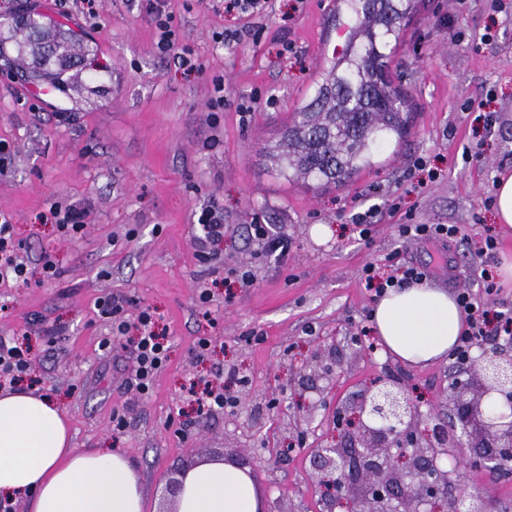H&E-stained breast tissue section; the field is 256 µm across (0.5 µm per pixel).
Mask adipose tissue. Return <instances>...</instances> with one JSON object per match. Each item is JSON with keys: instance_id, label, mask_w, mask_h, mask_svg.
Returning <instances> with one entry per match:
<instances>
[{"instance_id": "ef3b65f1", "label": "adipose tissue", "mask_w": 512, "mask_h": 512, "mask_svg": "<svg viewBox=\"0 0 512 512\" xmlns=\"http://www.w3.org/2000/svg\"><path fill=\"white\" fill-rule=\"evenodd\" d=\"M371 321L385 351L425 365L448 355L465 314L447 290L423 281L388 290ZM0 497L28 498L29 512H143L140 480L126 457L74 448L59 402L22 388L0 389ZM259 507L251 478L222 462L190 470L177 497V512Z\"/></svg>"}]
</instances>
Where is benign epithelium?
Masks as SVG:
<instances>
[{"label":"benign epithelium","mask_w":512,"mask_h":512,"mask_svg":"<svg viewBox=\"0 0 512 512\" xmlns=\"http://www.w3.org/2000/svg\"><path fill=\"white\" fill-rule=\"evenodd\" d=\"M475 358L456 365L448 392L449 415L422 413L403 379L386 374L366 382L351 404L333 399L347 373L343 345L332 340L314 353L309 384L314 401L294 430L311 424L320 410H333L334 441L310 449L312 468L321 474L323 512H494L491 502L474 492L451 495L456 473L448 470V449L465 446L466 467L498 469L512 464V342L488 336ZM496 397L504 410L488 411ZM186 470L166 476L171 505L183 486Z\"/></svg>","instance_id":"1"}]
</instances>
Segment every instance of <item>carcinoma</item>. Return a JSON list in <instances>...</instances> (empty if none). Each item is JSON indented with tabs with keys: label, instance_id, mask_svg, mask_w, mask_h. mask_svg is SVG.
I'll return each mask as SVG.
<instances>
[{
	"label": "carcinoma",
	"instance_id": "carcinoma-1",
	"mask_svg": "<svg viewBox=\"0 0 512 512\" xmlns=\"http://www.w3.org/2000/svg\"><path fill=\"white\" fill-rule=\"evenodd\" d=\"M352 23L347 25L345 48L316 84L312 99L298 108L280 133L281 152L269 158L281 172L320 187L342 186L374 165L375 152L394 135L402 140L408 113L403 99L387 79L389 56L384 52L390 38H398L400 22L410 0H343ZM26 30L24 43L45 57H85L86 44L69 37L60 25L42 15H0V55L6 44ZM36 82L55 88H76L79 74L70 68L41 67Z\"/></svg>",
	"mask_w": 512,
	"mask_h": 512
}]
</instances>
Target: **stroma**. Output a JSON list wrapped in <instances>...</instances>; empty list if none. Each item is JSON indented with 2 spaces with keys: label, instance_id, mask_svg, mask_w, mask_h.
Listing matches in <instances>:
<instances>
[{
  "label": "stroma",
  "instance_id": "stroma-1",
  "mask_svg": "<svg viewBox=\"0 0 512 512\" xmlns=\"http://www.w3.org/2000/svg\"><path fill=\"white\" fill-rule=\"evenodd\" d=\"M337 6L273 0L268 15L252 18L253 34L228 44L225 32L244 21L210 0H95L92 19L68 0H42L39 13L95 49L82 70L84 90L32 84L24 62L0 61V214L10 218L29 271L27 282L0 281V337L26 339L29 378L60 399L74 447L115 448L130 460L145 512H158L167 472L235 448L253 454L264 500L282 501L288 512H320L308 451L329 443L334 428L317 417L305 447H296L284 423L301 400L288 380L308 371L324 338L374 342L362 266L392 275L387 257L395 253L428 266L430 283L453 294L479 287L472 263L486 235L497 236L500 252H512V235L500 232L485 203L497 175L512 171V0L499 10L470 0L460 19L454 0H414L388 47V75L409 100L411 127L401 144L381 148L377 166L315 192L279 176L265 158L331 64L342 21ZM157 7L170 13L179 49L202 71L157 52ZM445 16L456 18L462 40L438 31L435 22ZM219 97L223 109H211ZM470 101L495 115L491 129L465 111ZM419 157L438 180L414 169ZM388 193L397 195L400 213L377 225L371 243L359 241L351 214ZM55 201L86 209L80 233L45 221ZM212 202L234 232L206 267L195 257L196 240ZM409 215L418 224L458 225L456 244L398 238L396 226ZM255 222L288 237L286 258L256 256L247 233ZM45 251L60 271L52 282L41 279ZM240 265L251 267V286L228 278ZM450 265L460 280L450 279ZM112 293L129 299V320L150 309L170 341L148 395L124 385L130 344L101 345L112 324L96 303ZM50 326L57 337L46 336ZM202 337L212 347L200 360L193 348ZM219 369L247 379L234 389L237 408L196 412L190 381ZM389 372L403 374L422 408L444 405L449 359L416 366L378 349L350 361L336 397L351 398L364 381ZM116 413L127 422L120 435L112 430ZM455 491L483 492L498 512H512V465L491 476L465 470Z\"/></svg>",
  "mask_w": 512,
  "mask_h": 512
}]
</instances>
